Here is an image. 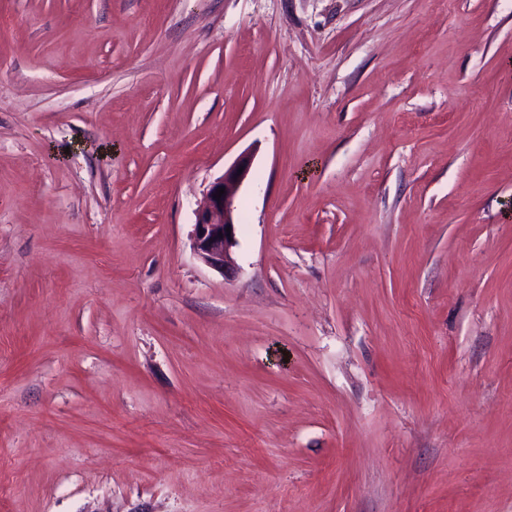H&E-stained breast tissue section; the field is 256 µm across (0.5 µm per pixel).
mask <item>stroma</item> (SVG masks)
I'll use <instances>...</instances> for the list:
<instances>
[{
  "mask_svg": "<svg viewBox=\"0 0 512 512\" xmlns=\"http://www.w3.org/2000/svg\"><path fill=\"white\" fill-rule=\"evenodd\" d=\"M0 512H512V0H0ZM253 164V156L243 153L224 173L210 185L203 202L195 211V222L191 235L194 254L205 265L230 278L235 272L232 248L237 245L236 226L239 224L234 214V199L247 179ZM240 167L243 171L237 172ZM218 188H225L220 200L214 198ZM230 227V232L226 228ZM222 232V236H219Z\"/></svg>",
  "mask_w": 512,
  "mask_h": 512,
  "instance_id": "obj_1",
  "label": "stroma"
}]
</instances>
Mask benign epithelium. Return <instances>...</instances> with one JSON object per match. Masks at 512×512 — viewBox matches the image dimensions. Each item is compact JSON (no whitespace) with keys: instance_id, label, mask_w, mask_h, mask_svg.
<instances>
[{"instance_id":"obj_1","label":"benign epithelium","mask_w":512,"mask_h":512,"mask_svg":"<svg viewBox=\"0 0 512 512\" xmlns=\"http://www.w3.org/2000/svg\"><path fill=\"white\" fill-rule=\"evenodd\" d=\"M253 156L243 153L210 185L203 202L195 211L191 235L194 254L212 270L229 278L235 272L232 248L237 245L234 199L247 179ZM225 189L221 198H214L217 189Z\"/></svg>"}]
</instances>
